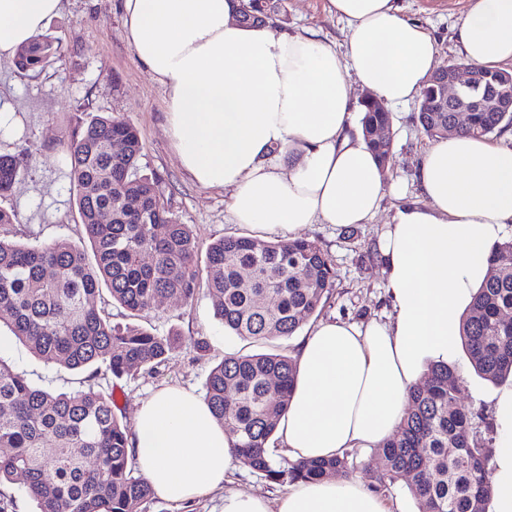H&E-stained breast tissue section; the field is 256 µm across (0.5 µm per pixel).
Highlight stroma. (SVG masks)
<instances>
[{"mask_svg": "<svg viewBox=\"0 0 512 512\" xmlns=\"http://www.w3.org/2000/svg\"><path fill=\"white\" fill-rule=\"evenodd\" d=\"M469 2L396 0L404 18L419 21L436 39L444 66L462 58L457 30ZM275 27L303 35L312 32L338 45L344 41L345 24L330 12L329 0H281ZM45 31L59 39L61 51L43 70L22 74L13 59L0 60V106L14 117L13 125L0 132V153L25 149L31 154L11 194L0 200V206L14 210L17 217L13 240L32 243L82 237L65 164L66 144L78 121L100 113L124 117L138 129L143 144L141 173L157 178L170 210L189 226L200 245L224 236L252 234L250 225L235 223L229 215L227 191L200 187L182 168L165 130V89L138 62L125 39L122 0H64L61 14ZM391 113L390 176L405 184V199L386 196L380 213L366 224H313L303 231L305 237L321 244L336 265V288L321 317L383 321L391 311L378 239L384 223L404 204H424L416 172L431 144L418 123L417 102L394 107ZM150 323L159 332L180 333L182 342L158 372L115 380L116 414L129 423L157 389L169 386L203 394L210 370L224 355L254 350L250 341L225 331L204 291L189 304L173 298L160 300ZM199 340L207 342L206 351L197 350ZM0 356L34 387L50 392L73 391L84 378L83 372L60 370L34 357L6 330L0 332ZM448 364L461 379L457 402L465 410H491L501 393L512 390L510 381L494 384L478 376L464 348H457ZM237 491L272 501L285 488L239 467L223 486L196 497L191 508L159 498L150 512H223L225 496Z\"/></svg>", "mask_w": 512, "mask_h": 512, "instance_id": "obj_1", "label": "stroma"}]
</instances>
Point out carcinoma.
I'll return each mask as SVG.
<instances>
[{
	"label": "carcinoma",
	"instance_id": "carcinoma-1",
	"mask_svg": "<svg viewBox=\"0 0 512 512\" xmlns=\"http://www.w3.org/2000/svg\"><path fill=\"white\" fill-rule=\"evenodd\" d=\"M271 0H241L245 25H266ZM60 42L40 35L17 53L22 73L45 68ZM498 72L480 69L469 91L480 97L492 86L512 94ZM429 80L419 102L426 136L466 133L490 138L512 126L511 112H472L449 130L452 113L439 104ZM367 143L382 165L392 145L373 137L391 124L377 101L361 103ZM73 196L85 236L27 244L10 238L14 211L0 207V328L34 356L67 370L92 369L75 392L35 388L0 357V512L13 499L3 488L23 476L36 512H149L156 494L129 448L132 428L118 418L112 379L153 373L166 365L182 337L161 334L138 320L162 298L192 301L200 288L213 299L224 330L257 344L294 335L327 302L337 272L318 242L308 238L267 241L228 236L208 245L205 262L192 231L165 205L157 182L139 174L142 143L135 126L101 114L78 126L66 145ZM30 153L0 154V198L10 193ZM512 238L489 257L484 285L462 320L461 342L483 378H512ZM106 286L122 321L98 307ZM294 361L281 354L226 355L209 373L205 400L217 421L234 436L240 466L279 484L347 476L355 464L345 453L332 459L299 460L282 466L267 444L287 412ZM459 376L447 363L429 364L413 388L399 431L376 448L380 465L372 486L389 492L403 484L417 512H485L491 491L486 469L493 458L496 428L481 411L457 407ZM51 441L54 452H44Z\"/></svg>",
	"mask_w": 512,
	"mask_h": 512
}]
</instances>
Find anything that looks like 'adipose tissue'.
I'll list each match as a JSON object with an SVG mask.
<instances>
[{"instance_id": "1", "label": "adipose tissue", "mask_w": 512, "mask_h": 512, "mask_svg": "<svg viewBox=\"0 0 512 512\" xmlns=\"http://www.w3.org/2000/svg\"><path fill=\"white\" fill-rule=\"evenodd\" d=\"M343 49L267 26L246 27L238 0H123L125 37L166 91V132L199 186L228 190L239 224L297 233L311 224L373 220L403 195L367 145L356 90L388 106L422 91L439 63L435 38L394 0H329ZM62 0H0V58L42 34ZM459 38L466 62L512 64V0H471ZM425 198L398 210L378 240L387 320H320L296 346V376L276 438L291 459L375 448L395 432L426 363L450 358L488 257L512 225V147L457 134L424 153ZM497 410L509 434L496 462V512H512V393ZM137 464L155 492L182 503L223 485L232 439L208 403L166 387L135 416ZM224 512H406L356 477L297 482L276 505L252 493Z\"/></svg>"}]
</instances>
